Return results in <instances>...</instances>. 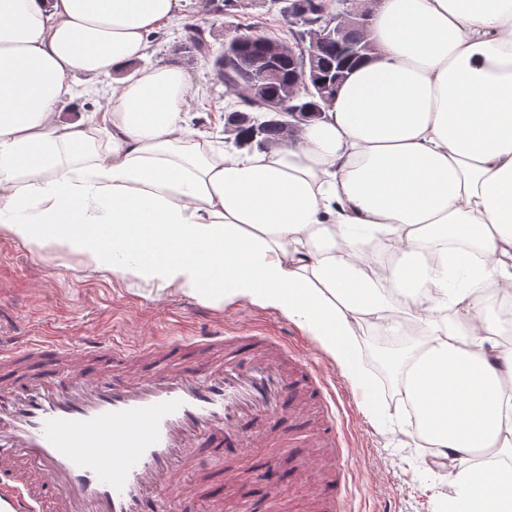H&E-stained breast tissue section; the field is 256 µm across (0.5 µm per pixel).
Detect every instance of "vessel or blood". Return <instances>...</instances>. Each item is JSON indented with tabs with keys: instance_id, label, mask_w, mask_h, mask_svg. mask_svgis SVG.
I'll list each match as a JSON object with an SVG mask.
<instances>
[{
	"instance_id": "vessel-or-blood-1",
	"label": "vessel or blood",
	"mask_w": 512,
	"mask_h": 512,
	"mask_svg": "<svg viewBox=\"0 0 512 512\" xmlns=\"http://www.w3.org/2000/svg\"><path fill=\"white\" fill-rule=\"evenodd\" d=\"M279 343L183 336L161 353L95 338L76 355L50 336L0 342V512H176L202 445L231 460L228 480L281 459L303 478L310 457L286 434L307 425L306 400L323 404L317 447L339 448L344 423L321 371L288 375L269 353Z\"/></svg>"
}]
</instances>
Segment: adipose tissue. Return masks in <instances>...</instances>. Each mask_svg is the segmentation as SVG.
I'll return each mask as SVG.
<instances>
[{
	"label": "adipose tissue",
	"mask_w": 512,
	"mask_h": 512,
	"mask_svg": "<svg viewBox=\"0 0 512 512\" xmlns=\"http://www.w3.org/2000/svg\"><path fill=\"white\" fill-rule=\"evenodd\" d=\"M183 0H0V231L88 268L238 300L310 336L384 418L364 326L423 448L463 463L449 512H512V0H379L375 54L321 116L252 153L190 128L184 69L127 76ZM122 75L104 112L74 79ZM71 110L64 118L63 110Z\"/></svg>",
	"instance_id": "ef3b65f1"
}]
</instances>
